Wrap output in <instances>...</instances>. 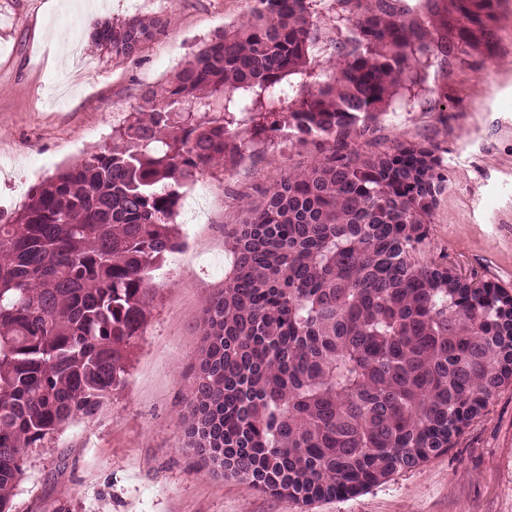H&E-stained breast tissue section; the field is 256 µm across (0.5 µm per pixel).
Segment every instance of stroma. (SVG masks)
<instances>
[{
  "label": "stroma",
  "instance_id": "1",
  "mask_svg": "<svg viewBox=\"0 0 512 512\" xmlns=\"http://www.w3.org/2000/svg\"><path fill=\"white\" fill-rule=\"evenodd\" d=\"M0 0V214L10 215L58 167L111 142L146 91L162 89L249 0ZM485 33L432 59L409 101L394 104L352 150L371 142L434 144L446 180L426 251L462 276L512 291V0H491ZM160 20L127 59L90 39L98 21ZM324 147L308 137L260 142L183 189L189 251L168 256L150 285V314L126 384L26 458L12 512H512L502 463L512 461V383L450 448L355 496L304 506L198 464L180 417L184 376L200 347L201 311L224 286V227Z\"/></svg>",
  "mask_w": 512,
  "mask_h": 512
}]
</instances>
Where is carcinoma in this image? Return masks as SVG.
I'll use <instances>...</instances> for the list:
<instances>
[{"mask_svg": "<svg viewBox=\"0 0 512 512\" xmlns=\"http://www.w3.org/2000/svg\"><path fill=\"white\" fill-rule=\"evenodd\" d=\"M256 0L106 144L0 224V512L29 450L124 386L147 281L181 247L180 189L288 129L329 148L224 225L182 416L202 467L308 505L429 461L512 382V293L426 257L440 148L363 153L353 133L450 52L408 0ZM474 25L487 0H455ZM157 23L96 26L117 58ZM331 49V73L308 51Z\"/></svg>", "mask_w": 512, "mask_h": 512, "instance_id": "carcinoma-1", "label": "carcinoma"}]
</instances>
